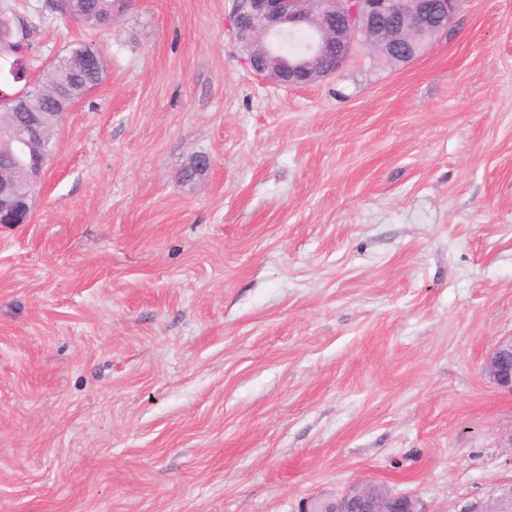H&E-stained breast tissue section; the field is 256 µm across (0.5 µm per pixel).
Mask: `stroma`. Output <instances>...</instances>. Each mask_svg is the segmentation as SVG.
I'll return each instance as SVG.
<instances>
[{
  "label": "stroma",
  "instance_id": "1",
  "mask_svg": "<svg viewBox=\"0 0 512 512\" xmlns=\"http://www.w3.org/2000/svg\"><path fill=\"white\" fill-rule=\"evenodd\" d=\"M31 80L79 43L25 224H0V512H301L373 480L424 512L512 483V0L394 65L247 71L232 0H11ZM197 155L208 170L187 180ZM47 8L62 19H70L85 27L112 25L115 0H50ZM100 59L98 64L92 61L93 57ZM52 79L57 74H63L76 96L85 94L98 85L103 77V62L97 49L91 45L81 43L72 48L66 57L58 59L51 66ZM485 372L501 391L512 394V336L500 339L487 355Z\"/></svg>",
  "mask_w": 512,
  "mask_h": 512
}]
</instances>
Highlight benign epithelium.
Instances as JSON below:
<instances>
[{
	"mask_svg": "<svg viewBox=\"0 0 512 512\" xmlns=\"http://www.w3.org/2000/svg\"><path fill=\"white\" fill-rule=\"evenodd\" d=\"M465 0H233L229 15L240 62L249 71L277 83L297 86L316 83L339 73L356 50L394 54L406 63L427 37L448 33ZM404 14L411 18L404 45L374 36L387 32L390 22ZM299 30L313 32V43L302 56L278 53L279 38ZM70 97L68 87L54 84L41 92V104L31 106L23 123L13 116L16 107H0V145L13 150L0 164V224H25L31 215L33 193L40 184L50 137L43 125V103ZM485 372L501 391L512 394V336L500 339L487 355ZM370 480L351 486L333 501H313L305 512H390V501L405 512H421L406 493L386 500L368 492ZM464 512H512V484L485 505Z\"/></svg>",
	"mask_w": 512,
	"mask_h": 512,
	"instance_id": "benign-epithelium-1",
	"label": "benign epithelium"
}]
</instances>
